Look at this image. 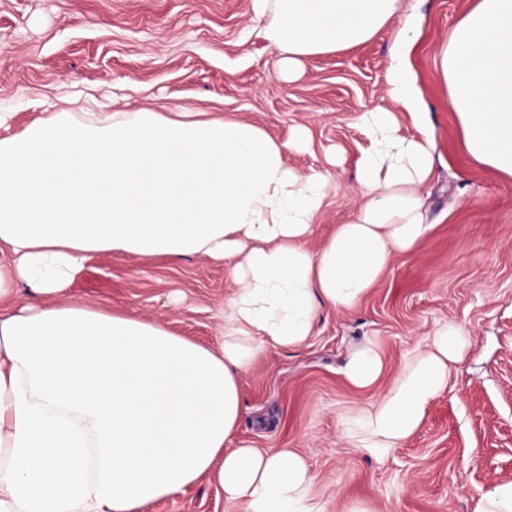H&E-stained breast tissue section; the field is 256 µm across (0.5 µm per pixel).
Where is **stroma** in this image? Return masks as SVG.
<instances>
[{
  "label": "stroma",
  "mask_w": 512,
  "mask_h": 512,
  "mask_svg": "<svg viewBox=\"0 0 512 512\" xmlns=\"http://www.w3.org/2000/svg\"><path fill=\"white\" fill-rule=\"evenodd\" d=\"M474 0H418L411 63L434 140L427 188L432 229L393 254L351 311L324 309L298 350L264 348L241 381L240 435L259 448L299 450L324 512H472L512 482V177L468 156L437 72L439 51ZM391 29L276 76L277 55L252 21L251 0H0V113L10 133L52 112L231 115L286 144L288 166L320 171L329 194L307 246L317 250L361 202L355 178L364 138L356 113L385 107ZM306 148H292L297 129ZM236 281L197 256L142 261L101 253L67 290L88 305L160 324L205 347L223 339ZM469 333L464 360L418 430L384 460L353 447L340 420L386 387L405 354L448 321ZM383 350L377 388L357 390L342 368L366 342ZM142 512H243L205 479Z\"/></svg>",
  "instance_id": "35a3bbf8"
}]
</instances>
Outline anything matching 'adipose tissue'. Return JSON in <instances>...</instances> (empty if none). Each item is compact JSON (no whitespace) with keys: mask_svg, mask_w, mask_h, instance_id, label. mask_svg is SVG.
Wrapping results in <instances>:
<instances>
[{"mask_svg":"<svg viewBox=\"0 0 512 512\" xmlns=\"http://www.w3.org/2000/svg\"><path fill=\"white\" fill-rule=\"evenodd\" d=\"M252 2L283 80L392 28L390 104L355 117L364 202L308 250L328 177L290 168L284 144L234 117L58 112L0 137V512H140L204 479L245 512H318L303 454L239 439L240 379L261 346L302 347L323 309L355 308L390 257L427 236L434 144L410 64V0ZM439 72L470 158L512 177V0H476ZM400 110L415 134L402 133ZM101 252L227 265L238 287L223 343L70 300L66 288ZM21 281L34 312L10 307ZM467 342L460 323L438 326L369 407L342 420L343 436L377 457L401 445ZM385 366L368 342L343 375L368 389Z\"/></svg>","mask_w":512,"mask_h":512,"instance_id":"ef3b65f1","label":"adipose tissue"}]
</instances>
